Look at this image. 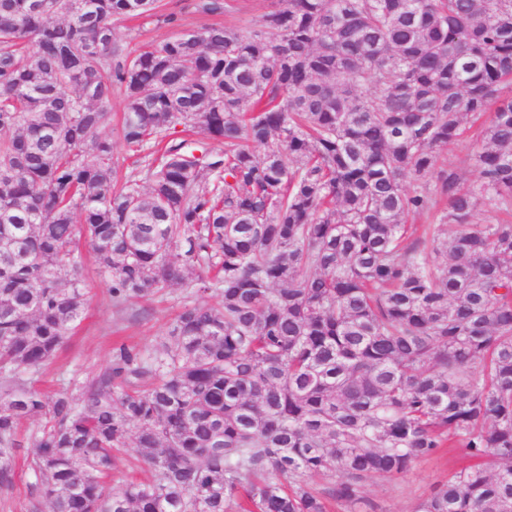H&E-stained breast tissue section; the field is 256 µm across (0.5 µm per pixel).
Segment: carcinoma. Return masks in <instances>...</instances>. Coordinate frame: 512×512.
<instances>
[{
	"label": "carcinoma",
	"mask_w": 512,
	"mask_h": 512,
	"mask_svg": "<svg viewBox=\"0 0 512 512\" xmlns=\"http://www.w3.org/2000/svg\"><path fill=\"white\" fill-rule=\"evenodd\" d=\"M121 17L178 22L0 0V488L37 417L28 512H329L447 447L472 463L415 512H512V222L472 221L512 217V0H277L138 53ZM115 95L149 150L122 180ZM472 129L467 185L438 159ZM440 202L452 236L416 235ZM82 241L115 306L189 303L79 403L29 375L84 310ZM123 106L122 98L114 96L110 112H108L106 121L99 130L101 135L112 138L114 144L113 158L122 175L127 174L131 170L133 161L145 154L144 152H141L140 155L134 154L120 137Z\"/></svg>",
	"instance_id": "1"
}]
</instances>
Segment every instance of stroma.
I'll use <instances>...</instances> for the list:
<instances>
[{
	"label": "stroma",
	"mask_w": 512,
	"mask_h": 512,
	"mask_svg": "<svg viewBox=\"0 0 512 512\" xmlns=\"http://www.w3.org/2000/svg\"><path fill=\"white\" fill-rule=\"evenodd\" d=\"M113 28L116 40L132 52L159 44L171 34L170 28L127 18L114 20ZM82 275L88 292L87 305L57 359L43 374L40 388L60 390L67 387L70 378L85 380L108 363L115 342L150 346L164 334L183 305L184 291L175 286L168 293L121 309L113 305L107 283L92 256H85ZM467 462L462 451L453 448L436 457L415 461L403 475L373 477L365 485L356 512H414L419 500Z\"/></svg>",
	"instance_id": "obj_1"
}]
</instances>
